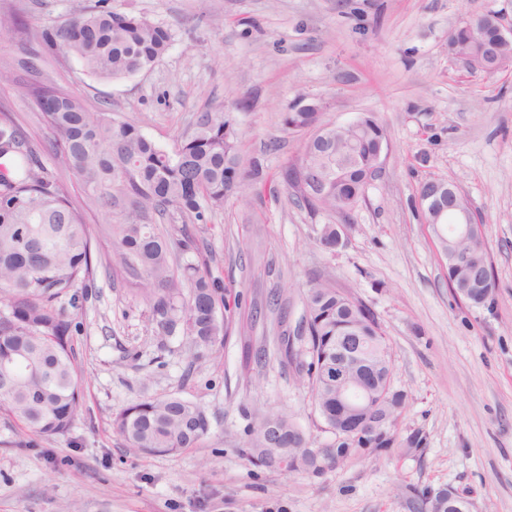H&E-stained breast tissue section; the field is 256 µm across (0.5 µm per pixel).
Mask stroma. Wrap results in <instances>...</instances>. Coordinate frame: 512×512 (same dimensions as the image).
<instances>
[{"label": "stroma", "mask_w": 512, "mask_h": 512, "mask_svg": "<svg viewBox=\"0 0 512 512\" xmlns=\"http://www.w3.org/2000/svg\"><path fill=\"white\" fill-rule=\"evenodd\" d=\"M96 0H0L20 31H0V83L30 140L46 143L39 112L19 95L39 79L82 98L90 111L135 123L165 149L206 106L232 112L244 160L260 158L266 183L249 204L228 201L197 226L178 265L204 264L239 293L236 328L195 359L183 330L161 334L151 305L109 277L99 251L94 280L73 311L83 411L70 432L46 439L0 414V512H416L409 486L450 488L474 512H512V66L488 77L448 55V32L474 14L512 22V0H112L117 11L167 26L171 43L151 70L121 80L87 74L63 51L41 50L43 30ZM248 109H238L241 97ZM305 96L324 122L372 112L390 149L342 245L314 242L325 224L278 181L307 132L280 114ZM440 178L470 198L492 259L496 295L474 309L453 297L420 183ZM352 292L377 313L392 348L393 382L408 403L402 426L423 431V453L380 454L313 477L270 471L239 455L248 421L286 408L326 441L310 395L279 339L296 335L313 276ZM178 395L204 405L212 432L174 455L129 448L114 418L134 402Z\"/></svg>", "instance_id": "stroma-1"}]
</instances>
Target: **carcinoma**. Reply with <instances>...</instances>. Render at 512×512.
Masks as SVG:
<instances>
[{"mask_svg": "<svg viewBox=\"0 0 512 512\" xmlns=\"http://www.w3.org/2000/svg\"><path fill=\"white\" fill-rule=\"evenodd\" d=\"M47 49L61 48L78 58L98 78L122 79L151 69L165 55L169 28L145 16L112 8L101 0L92 9L76 8L69 20L43 35ZM490 44L512 63V44L497 40L487 16L468 17L448 32V53L477 58ZM48 132L56 166L72 172L82 188L81 204L60 188L55 172L41 162L39 150L23 136L8 112L0 111V158L12 163L0 175V409L25 430L45 438L69 433L82 409V378L67 307L84 300L91 287L95 251L83 214L100 216V239L110 249V276L139 279L136 291L152 305L158 324L170 333L183 324L201 351L227 342L239 296L207 269L172 267L175 250H191L195 237L187 224L172 223L162 232L155 216L208 223V214L234 200L248 203L256 185L265 182L261 163H243L238 128L225 110L196 114L193 129L172 150L158 147L140 129L112 117L89 112L83 101L37 80L22 87ZM316 101L304 96L282 113L284 129H313L300 155L282 168L288 195L331 223L321 225L316 242L333 250L331 237L339 218L352 223L354 209L378 176V162L389 152L386 127L373 113L359 116L361 127L325 124ZM440 253L452 259L448 288L461 292L472 308L495 300V279L483 233L458 231L453 217L432 223L424 213ZM189 295H184V290ZM295 349L282 340L288 360L304 357L298 381L306 386L324 432L325 447H309L293 414L272 409L245 427L238 448L256 467L321 475L353 459L395 451L410 455L426 447L419 430L401 432L407 394L392 384L391 351L376 312L364 301L318 277L310 280ZM369 377L362 406L336 407L346 385ZM118 433L138 451L174 454L195 447L211 433L208 410L179 396L147 399L114 419ZM417 512H467L455 500L443 506L448 490L406 487Z\"/></svg>", "mask_w": 512, "mask_h": 512, "instance_id": "carcinoma-1", "label": "carcinoma"}]
</instances>
